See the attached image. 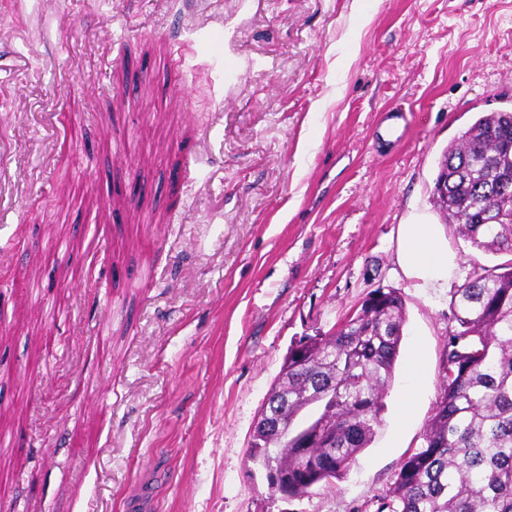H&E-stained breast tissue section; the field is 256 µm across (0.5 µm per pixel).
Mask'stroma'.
I'll return each mask as SVG.
<instances>
[{"label":"stroma","instance_id":"obj_1","mask_svg":"<svg viewBox=\"0 0 512 512\" xmlns=\"http://www.w3.org/2000/svg\"><path fill=\"white\" fill-rule=\"evenodd\" d=\"M504 110L512 0H0V506L278 512L248 450L289 348L393 288L382 425L286 506L377 512L440 400L456 290L507 260L433 196ZM414 209L459 258L447 288L396 263ZM387 140L397 143L402 138V128L405 124V113L399 108H391L382 114L380 121Z\"/></svg>","mask_w":512,"mask_h":512}]
</instances>
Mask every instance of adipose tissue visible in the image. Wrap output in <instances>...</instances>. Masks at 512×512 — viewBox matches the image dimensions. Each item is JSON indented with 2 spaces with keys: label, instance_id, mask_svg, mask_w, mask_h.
<instances>
[{
  "label": "adipose tissue",
  "instance_id": "adipose-tissue-1",
  "mask_svg": "<svg viewBox=\"0 0 512 512\" xmlns=\"http://www.w3.org/2000/svg\"><path fill=\"white\" fill-rule=\"evenodd\" d=\"M396 262L422 288H444L458 264L442 240L439 224L424 212L413 211L398 227Z\"/></svg>",
  "mask_w": 512,
  "mask_h": 512
}]
</instances>
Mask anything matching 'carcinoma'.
Instances as JSON below:
<instances>
[{"instance_id":"1","label":"carcinoma","mask_w":512,"mask_h":512,"mask_svg":"<svg viewBox=\"0 0 512 512\" xmlns=\"http://www.w3.org/2000/svg\"><path fill=\"white\" fill-rule=\"evenodd\" d=\"M512 170V112L480 116L446 149L436 180L448 178V222L479 251L512 254V193L498 182ZM456 328L443 350V393L377 512H512V261L473 275L452 300ZM404 303L374 290L333 333L288 351V424L295 436L252 448L277 469L271 493L301 498L339 478L381 425L383 397L400 354Z\"/></svg>"}]
</instances>
